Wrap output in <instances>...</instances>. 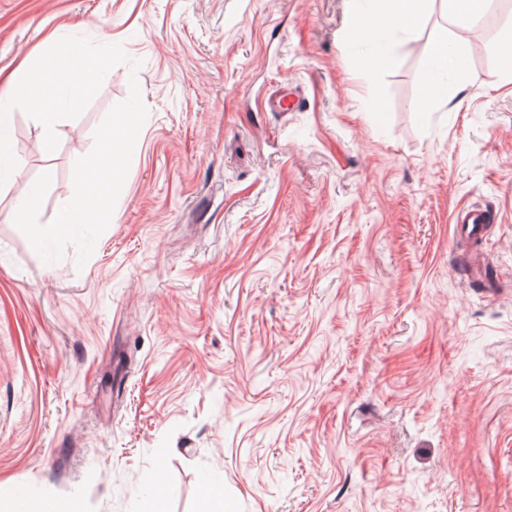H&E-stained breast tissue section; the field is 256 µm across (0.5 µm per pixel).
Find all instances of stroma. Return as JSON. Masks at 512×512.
Instances as JSON below:
<instances>
[{"label": "stroma", "mask_w": 512, "mask_h": 512, "mask_svg": "<svg viewBox=\"0 0 512 512\" xmlns=\"http://www.w3.org/2000/svg\"><path fill=\"white\" fill-rule=\"evenodd\" d=\"M346 0H0V69L50 33L113 68L0 186V512H512V11L418 112L434 9L368 83ZM137 76L148 117L84 267L49 222ZM296 91L292 112L267 100ZM382 111H374V104ZM484 236L457 235L467 210ZM493 85L512 83V34L500 48L497 68L492 74Z\"/></svg>", "instance_id": "obj_1"}]
</instances>
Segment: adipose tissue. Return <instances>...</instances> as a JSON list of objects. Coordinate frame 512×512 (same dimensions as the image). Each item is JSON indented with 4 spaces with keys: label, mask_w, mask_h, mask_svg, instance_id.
Segmentation results:
<instances>
[{
    "label": "adipose tissue",
    "mask_w": 512,
    "mask_h": 512,
    "mask_svg": "<svg viewBox=\"0 0 512 512\" xmlns=\"http://www.w3.org/2000/svg\"><path fill=\"white\" fill-rule=\"evenodd\" d=\"M348 22L342 50L352 70L373 80L393 69L401 45L424 28L434 3H441L446 22L433 29L417 103L431 112L470 79L469 46L463 37L490 7L491 0H347ZM37 88L22 70L0 71V184L15 179L20 158L15 150L11 115L18 103L34 98Z\"/></svg>",
    "instance_id": "1"
}]
</instances>
